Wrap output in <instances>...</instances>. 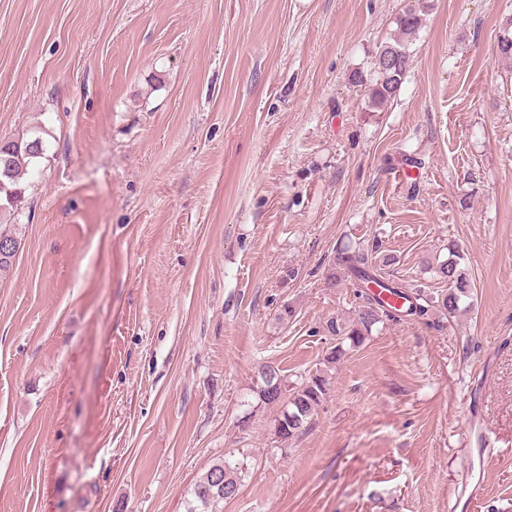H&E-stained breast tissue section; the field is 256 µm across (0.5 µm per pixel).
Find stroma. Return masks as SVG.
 <instances>
[{
    "label": "stroma",
    "instance_id": "stroma-1",
    "mask_svg": "<svg viewBox=\"0 0 512 512\" xmlns=\"http://www.w3.org/2000/svg\"><path fill=\"white\" fill-rule=\"evenodd\" d=\"M422 22L369 104L396 19ZM512 0H0V140L40 134L0 279V512H512ZM473 306L358 312L336 251ZM266 364L324 372L274 433ZM491 448L482 457V448ZM398 34L391 42L379 46L373 62V78L368 83V102L371 106H382L394 98L411 67L409 42L420 27L417 11L409 7L397 19ZM396 52L399 56H396ZM393 53L398 58L397 68L384 63V55ZM461 260L459 253L451 251L448 260L437 265L434 273L448 283V289L437 300H433L419 285L406 284L402 280L381 275L364 251L349 248L340 250L335 265L340 274L350 280L354 296L361 301V306L357 318L351 323L332 320L327 324L336 344L327 352L326 362L338 363L348 351L362 346L383 318L425 319L435 303L448 315L456 314L460 304L470 298L472 290L469 279L461 270ZM372 284L379 289L377 293L370 289ZM277 366L266 364L259 371L256 392L268 406H283L274 420L275 433L282 440L299 434L312 420L327 393V378L321 373L302 379L297 387L288 389ZM289 392V394H288ZM240 486L236 471L226 468L224 462L215 463L196 485L194 501L198 505L191 507L188 512H216L219 503L238 495Z\"/></svg>",
    "mask_w": 512,
    "mask_h": 512
}]
</instances>
